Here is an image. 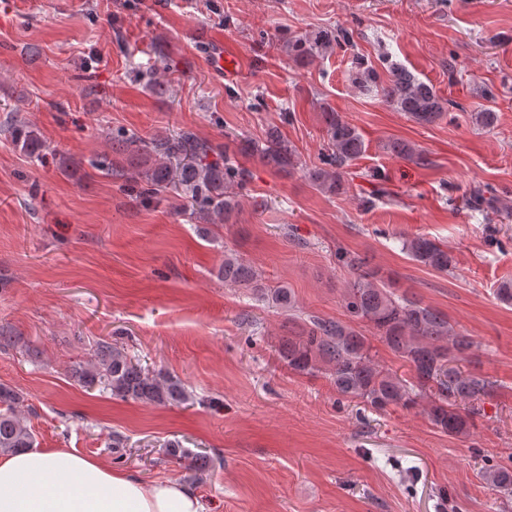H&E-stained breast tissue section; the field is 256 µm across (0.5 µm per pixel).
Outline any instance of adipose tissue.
<instances>
[{
  "instance_id": "obj_1",
  "label": "adipose tissue",
  "mask_w": 512,
  "mask_h": 512,
  "mask_svg": "<svg viewBox=\"0 0 512 512\" xmlns=\"http://www.w3.org/2000/svg\"><path fill=\"white\" fill-rule=\"evenodd\" d=\"M0 512H206L176 480L147 482L66 450L0 454Z\"/></svg>"
}]
</instances>
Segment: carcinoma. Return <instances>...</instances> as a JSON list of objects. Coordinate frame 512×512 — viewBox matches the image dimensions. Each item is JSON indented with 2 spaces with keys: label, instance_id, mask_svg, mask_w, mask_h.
Masks as SVG:
<instances>
[{
  "label": "carcinoma",
  "instance_id": "carcinoma-1",
  "mask_svg": "<svg viewBox=\"0 0 512 512\" xmlns=\"http://www.w3.org/2000/svg\"><path fill=\"white\" fill-rule=\"evenodd\" d=\"M353 41L347 29L317 30L288 36L283 48L299 63H311ZM355 83L375 87L389 107L408 115L419 124H432L448 112V100L429 83L394 67L390 78L380 80L377 72L358 63ZM325 137L319 165L310 172L318 190L331 195L346 194L352 185L345 180L352 162L362 157L367 144L359 129L344 115L324 110ZM480 128H491L496 112L483 106L472 114ZM14 137L22 148L36 156L49 145L25 123L14 126ZM112 153H105L93 167L125 181L126 190L143 203H151L171 189L191 205L190 215L205 224H227L238 206L233 189L244 188L251 178L236 155L203 139L190 130L144 139L134 133L111 137ZM387 149L419 164L424 156L415 144L393 141ZM240 153H254L266 166L277 170L299 164L296 148L278 129L267 132L262 143L243 141ZM408 256L433 270L446 272L455 263L448 248L436 240L416 236L402 242ZM355 278L346 288L344 307L348 319L308 316L296 335L281 345L279 355L288 368L300 374L328 375L336 392L348 399L383 410L389 406L412 409L427 399V416L440 432L466 435L475 426V410L460 407L463 401L477 402L490 396L495 382L467 374L455 363L472 346L448 316L410 298L398 295L394 284L386 283L368 268L367 259L348 251L337 254ZM224 281L250 287L260 299L290 311L295 300L285 287L270 288L262 274L236 255H224ZM374 331L384 345L414 372L415 382L400 377L375 359L365 329ZM77 380L85 387L102 385L112 397L157 405L183 404L190 399L184 383L167 373L146 374L116 343L101 341L94 359L75 367ZM20 395L0 385V453H15L35 447L36 437L26 419L17 412ZM485 479L501 497L512 498V468L488 470Z\"/></svg>",
  "mask_w": 512,
  "mask_h": 512
}]
</instances>
